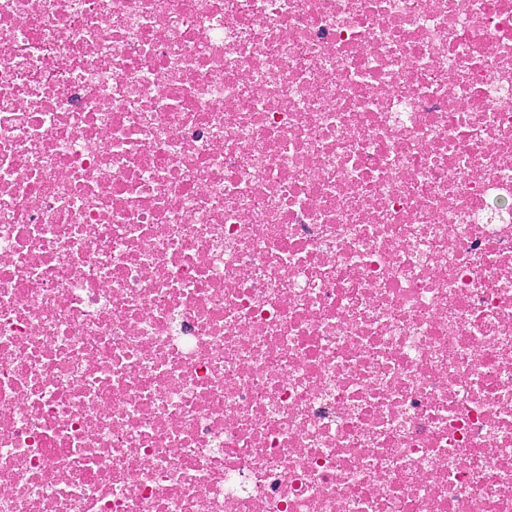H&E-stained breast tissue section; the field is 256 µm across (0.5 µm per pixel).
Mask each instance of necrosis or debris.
Instances as JSON below:
<instances>
[{
  "label": "necrosis or debris",
  "mask_w": 512,
  "mask_h": 512,
  "mask_svg": "<svg viewBox=\"0 0 512 512\" xmlns=\"http://www.w3.org/2000/svg\"><path fill=\"white\" fill-rule=\"evenodd\" d=\"M0 512H512V0H0Z\"/></svg>",
  "instance_id": "1"
}]
</instances>
